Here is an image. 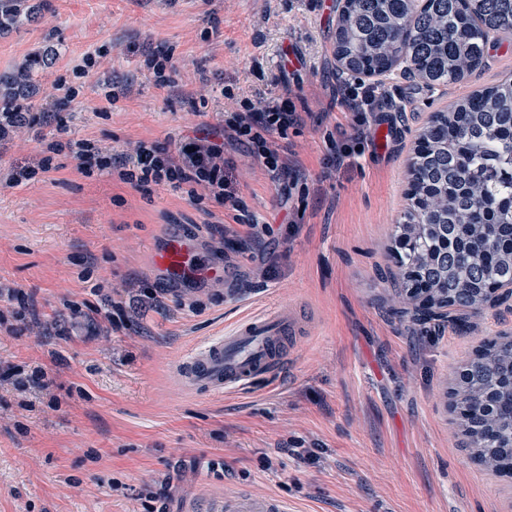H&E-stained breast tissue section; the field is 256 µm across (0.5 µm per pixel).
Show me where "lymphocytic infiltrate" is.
<instances>
[{
  "mask_svg": "<svg viewBox=\"0 0 512 512\" xmlns=\"http://www.w3.org/2000/svg\"><path fill=\"white\" fill-rule=\"evenodd\" d=\"M339 93L361 127L386 108L376 86L362 81L343 82ZM223 94L235 101L237 108L225 113L222 127H198L194 136L185 138L174 151L155 141H139L119 160L99 141L80 139L65 143L58 137L43 134V121L38 113H13L0 126V139L19 126L37 129L41 156L34 164L11 169L0 185L12 189L49 173L53 154L67 149L78 160L85 176L107 172L134 188L151 184L169 186L186 194L194 204L210 201L231 211H244L236 183L225 174L232 164L230 151L245 147L271 180H280L288 168V154L277 140L286 137L289 128L299 124L302 117L289 97L249 96L230 88L224 89Z\"/></svg>",
  "mask_w": 512,
  "mask_h": 512,
  "instance_id": "1",
  "label": "lymphocytic infiltrate"
}]
</instances>
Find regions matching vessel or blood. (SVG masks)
Instances as JSON below:
<instances>
[{"instance_id":"vessel-or-blood-1","label":"vessel or blood","mask_w":512,"mask_h":512,"mask_svg":"<svg viewBox=\"0 0 512 512\" xmlns=\"http://www.w3.org/2000/svg\"><path fill=\"white\" fill-rule=\"evenodd\" d=\"M199 263L190 241L167 238L151 254V266L166 286L187 279ZM287 310L275 307L245 316L231 331L212 337L183 361L179 373L193 392L224 394L251 388L258 380L278 374L284 361V339L294 331ZM212 512H288L280 498L246 491L220 497Z\"/></svg>"}]
</instances>
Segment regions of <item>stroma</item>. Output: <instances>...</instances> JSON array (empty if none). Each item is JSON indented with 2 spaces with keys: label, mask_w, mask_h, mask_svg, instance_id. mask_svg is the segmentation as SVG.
<instances>
[{
  "label": "stroma",
  "mask_w": 512,
  "mask_h": 512,
  "mask_svg": "<svg viewBox=\"0 0 512 512\" xmlns=\"http://www.w3.org/2000/svg\"><path fill=\"white\" fill-rule=\"evenodd\" d=\"M36 2L34 20L0 35V73L57 47L33 99L47 132L174 149L222 121L228 85L291 93L304 121L288 131L293 163L279 182L234 154L227 175L244 224L216 204L204 219L167 187L84 177L66 152L55 171L0 193V282L22 288L38 318L20 334L0 331V512H144L145 489L182 460L170 512H204L240 489L276 495L288 512H512V476L482 469L449 411L476 350L512 336V301L471 315L464 330L418 322L396 294L390 251L420 129L512 77V36L492 41L485 67L457 84L433 88L399 66L371 77L397 106L383 115L386 143L365 126L362 153L330 173L333 142L355 125L336 94L351 76L334 54L339 0ZM160 45L175 68L164 87L144 68ZM89 53L94 69L76 78ZM63 81L79 87L75 99ZM108 87L120 97L106 111ZM38 152L33 130L19 128L0 142V177ZM168 235L193 240L202 264L223 265V282L161 288L149 255ZM131 290L158 301L112 310ZM72 302L103 315L72 317ZM277 306L303 333L289 338L275 386L187 390L186 356ZM38 365L49 388L27 382ZM213 460L223 471H208Z\"/></svg>",
  "instance_id": "1"
}]
</instances>
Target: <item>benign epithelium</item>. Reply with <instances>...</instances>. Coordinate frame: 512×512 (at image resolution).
<instances>
[{
	"label": "benign epithelium",
	"mask_w": 512,
	"mask_h": 512,
	"mask_svg": "<svg viewBox=\"0 0 512 512\" xmlns=\"http://www.w3.org/2000/svg\"><path fill=\"white\" fill-rule=\"evenodd\" d=\"M391 253L395 261L411 253L414 263L407 270L404 300L417 312L437 316L448 312V301L459 308L482 309L496 306L512 296V279L485 283L480 288H458L448 282V237L440 224H397ZM496 374L500 394L488 392L475 400L458 398L460 406L453 411L460 421L465 447L476 449L479 463L494 475H512V430L503 433L491 412L507 401L512 415V338L502 341L501 352L477 357L469 362L460 377L457 391L476 389L482 379Z\"/></svg>",
	"instance_id": "obj_1"
}]
</instances>
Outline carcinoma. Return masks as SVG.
<instances>
[{
	"label": "carcinoma",
	"instance_id": "carcinoma-1",
	"mask_svg": "<svg viewBox=\"0 0 512 512\" xmlns=\"http://www.w3.org/2000/svg\"><path fill=\"white\" fill-rule=\"evenodd\" d=\"M32 0H0V33L27 24ZM512 34V0H344L334 52L342 69L381 75L398 64L434 86L459 83L483 64L490 41ZM57 51L48 46L0 73V113L19 112L36 94ZM408 193L419 197L402 224L448 225V254L466 275L492 269L512 246L508 229L489 244L485 224L512 225V78L439 111L419 134Z\"/></svg>",
	"mask_w": 512,
	"mask_h": 512
}]
</instances>
